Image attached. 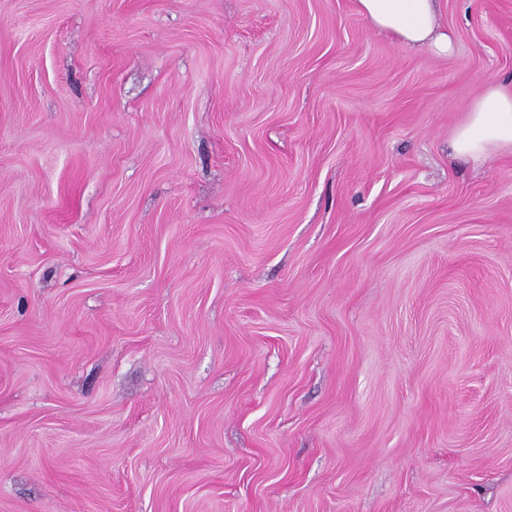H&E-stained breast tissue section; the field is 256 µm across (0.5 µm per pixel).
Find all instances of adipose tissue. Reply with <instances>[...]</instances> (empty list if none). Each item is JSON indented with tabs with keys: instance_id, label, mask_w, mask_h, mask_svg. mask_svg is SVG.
Instances as JSON below:
<instances>
[{
	"instance_id": "obj_1",
	"label": "adipose tissue",
	"mask_w": 512,
	"mask_h": 512,
	"mask_svg": "<svg viewBox=\"0 0 512 512\" xmlns=\"http://www.w3.org/2000/svg\"><path fill=\"white\" fill-rule=\"evenodd\" d=\"M357 12L398 44L437 57L453 53L455 36L438 20V0H356ZM454 154L479 162L512 153V78L488 82L456 126Z\"/></svg>"
}]
</instances>
